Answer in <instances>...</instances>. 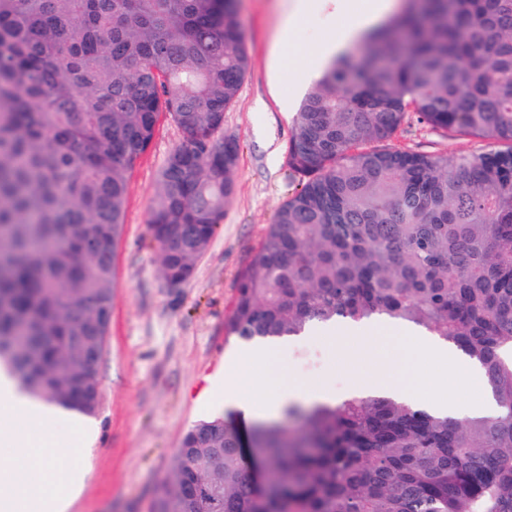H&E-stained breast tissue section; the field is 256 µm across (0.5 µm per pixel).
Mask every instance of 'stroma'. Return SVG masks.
<instances>
[{
    "mask_svg": "<svg viewBox=\"0 0 512 512\" xmlns=\"http://www.w3.org/2000/svg\"><path fill=\"white\" fill-rule=\"evenodd\" d=\"M237 4L250 67L234 105L224 114L225 135L240 145L235 193L191 278L171 287L161 274L148 219L159 172L185 135L169 117H161L128 186L112 314L99 367L101 399L93 417L99 433L82 445L65 425L44 428L57 448L58 465L84 472L68 512H150L185 432L225 414L213 406L212 384L225 376L229 360L244 348L225 333L239 276L298 184L285 163L294 115L282 111L281 101L287 97L297 105L312 91L301 62L343 22L336 0H319L286 49L288 64L275 73L269 60L273 38L293 0ZM394 144L441 156L466 153L477 142L414 123L404 127ZM383 363L394 378L412 381L422 399L441 388L458 399L468 396L454 387L440 362L415 358L412 345L396 338L384 321L364 338L351 334L345 323L327 334L313 329L308 339L283 342L272 366L285 380L335 391L341 400L352 393V377L372 382Z\"/></svg>",
    "mask_w": 512,
    "mask_h": 512,
    "instance_id": "stroma-1",
    "label": "stroma"
}]
</instances>
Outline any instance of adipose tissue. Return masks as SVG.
<instances>
[{
	"instance_id": "obj_1",
	"label": "adipose tissue",
	"mask_w": 512,
	"mask_h": 512,
	"mask_svg": "<svg viewBox=\"0 0 512 512\" xmlns=\"http://www.w3.org/2000/svg\"><path fill=\"white\" fill-rule=\"evenodd\" d=\"M340 7L347 21L320 51L317 64L309 71L310 78H318L334 56L382 22L395 9L396 0H340ZM412 340L420 351L447 362L459 388L470 387L480 377L478 364L449 353L436 338L416 334ZM273 355V346L258 345L249 359L270 373ZM301 395L300 388L284 385L270 373L262 392L230 394L226 400L244 415L266 417L278 415L288 399ZM54 417L49 404L23 398L12 379H0V447L12 449L15 456L14 467L0 469V512H66L81 474L76 469L62 470L57 464V451L43 433L44 425Z\"/></svg>"
}]
</instances>
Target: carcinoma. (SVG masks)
I'll list each match as a JSON object with an SVG mask.
<instances>
[{
	"instance_id": "carcinoma-1",
	"label": "carcinoma",
	"mask_w": 512,
	"mask_h": 512,
	"mask_svg": "<svg viewBox=\"0 0 512 512\" xmlns=\"http://www.w3.org/2000/svg\"><path fill=\"white\" fill-rule=\"evenodd\" d=\"M249 67L236 0H0V352L30 396L84 415L70 305L110 314L130 175L161 116L186 134L150 209L163 277L191 273L235 192L224 112ZM413 122L483 142L429 156ZM227 335L410 324L479 362L503 412L457 420L383 394L229 411L183 435L151 512H512V0H404L324 71L287 148ZM271 473L258 485L245 446Z\"/></svg>"
}]
</instances>
